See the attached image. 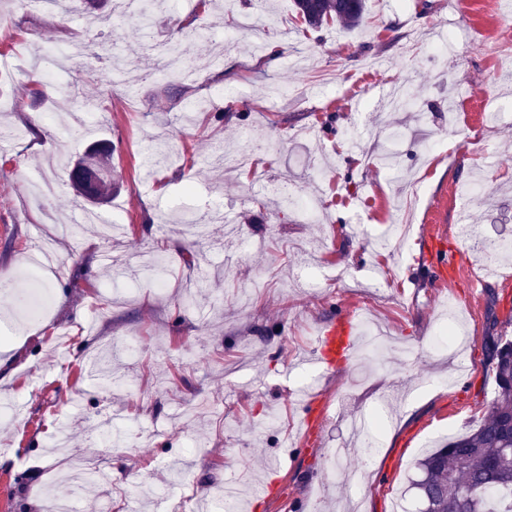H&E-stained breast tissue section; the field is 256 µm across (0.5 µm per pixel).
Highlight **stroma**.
<instances>
[{
    "label": "stroma",
    "mask_w": 512,
    "mask_h": 512,
    "mask_svg": "<svg viewBox=\"0 0 512 512\" xmlns=\"http://www.w3.org/2000/svg\"><path fill=\"white\" fill-rule=\"evenodd\" d=\"M255 6L180 0L154 11L143 35L134 19L87 26L82 0L0 6V274L19 276L58 219L90 210L124 222L117 238L80 225L41 274L52 300L35 327L0 335V401L23 417L0 423V512H45L67 494L82 512H131L139 482L169 497L140 500L138 512H188L229 482L239 512H416L418 458L475 427L493 399L483 338L512 341V259L483 269L455 226L465 216L481 237H512V16L497 0H366L358 27L311 30L292 0H262L267 27L237 33ZM194 26L236 32L223 66L192 82L167 76L160 46L206 53ZM77 36L111 46L131 83L115 84L94 55L74 65L63 50ZM272 40L283 50L267 66ZM402 86L413 111L386 109ZM86 100L99 110L74 129ZM248 141L252 167L230 176L210 164L214 150ZM97 145L111 150L117 187L100 206L67 178ZM390 150L393 175L375 160ZM33 169L56 180L50 199L30 197ZM285 187L312 210L282 203ZM213 199L226 221L206 238L175 223ZM138 248L163 260L165 288L126 266ZM439 250L453 265L436 267ZM451 302L469 331L460 360L431 345ZM345 311L390 340L376 352L357 338L354 358L328 371L305 363ZM105 343L125 388L95 378L91 356ZM308 392L321 410L305 427ZM365 413L383 424L379 446L330 460ZM62 425L58 453L48 444ZM66 454L93 458L108 483L70 485ZM361 467L362 487L343 482ZM269 481L277 499L254 498Z\"/></svg>",
    "instance_id": "1"
}]
</instances>
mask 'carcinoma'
Masks as SVG:
<instances>
[{"mask_svg": "<svg viewBox=\"0 0 512 512\" xmlns=\"http://www.w3.org/2000/svg\"><path fill=\"white\" fill-rule=\"evenodd\" d=\"M293 5L313 29L328 23L354 28L365 14V0H293ZM109 166V150L94 149L70 169L71 185L84 197L77 172L108 174ZM483 349L495 376V397L475 428L448 438V444L418 461L412 486L419 512H512V465L502 462L512 451V341L488 336Z\"/></svg>", "mask_w": 512, "mask_h": 512, "instance_id": "carcinoma-1", "label": "carcinoma"}]
</instances>
